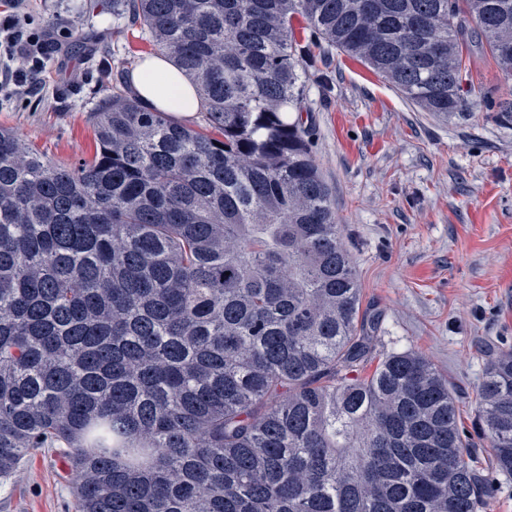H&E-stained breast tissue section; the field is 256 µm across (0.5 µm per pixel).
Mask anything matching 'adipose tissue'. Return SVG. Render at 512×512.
<instances>
[{"instance_id": "ef3b65f1", "label": "adipose tissue", "mask_w": 512, "mask_h": 512, "mask_svg": "<svg viewBox=\"0 0 512 512\" xmlns=\"http://www.w3.org/2000/svg\"><path fill=\"white\" fill-rule=\"evenodd\" d=\"M130 82L135 94L150 108L182 118L192 117L199 109L191 83L164 56L147 58L131 73Z\"/></svg>"}]
</instances>
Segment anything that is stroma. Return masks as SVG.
<instances>
[{
  "label": "stroma",
  "mask_w": 512,
  "mask_h": 512,
  "mask_svg": "<svg viewBox=\"0 0 512 512\" xmlns=\"http://www.w3.org/2000/svg\"><path fill=\"white\" fill-rule=\"evenodd\" d=\"M32 32L52 27L68 53L47 63L41 95L0 94V126L66 164L96 149L91 114L153 47L112 17V0H27ZM470 83L512 95L507 77L473 49ZM303 119L354 258L361 307L380 316L376 349L415 350L459 401L470 453L493 449L475 424L492 355L512 350V129L483 109L449 121L423 111L362 62L320 53L304 83ZM80 477L60 450L30 452L0 480V512H75Z\"/></svg>",
  "instance_id": "stroma-1"
}]
</instances>
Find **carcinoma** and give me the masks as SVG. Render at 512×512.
<instances>
[{"label": "carcinoma", "mask_w": 512, "mask_h": 512, "mask_svg": "<svg viewBox=\"0 0 512 512\" xmlns=\"http://www.w3.org/2000/svg\"><path fill=\"white\" fill-rule=\"evenodd\" d=\"M194 86L116 90L67 165L0 127V478L60 448L78 512H480L456 394L379 357L302 110L313 41L448 120L471 47L512 77V0H112ZM301 18L311 39L295 37ZM478 421L512 475V351Z\"/></svg>", "instance_id": "cac0c4a2"}]
</instances>
